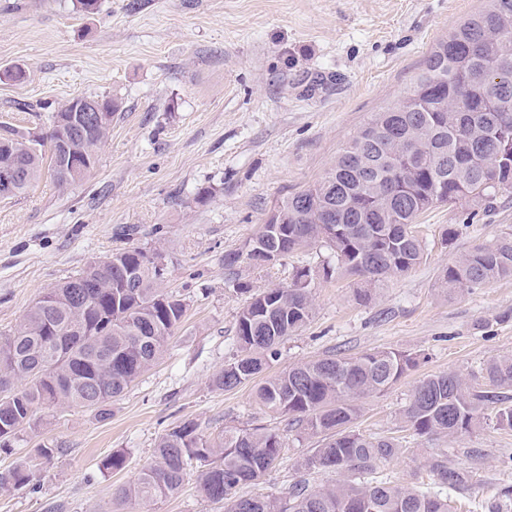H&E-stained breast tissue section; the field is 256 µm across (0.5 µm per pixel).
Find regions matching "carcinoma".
I'll return each instance as SVG.
<instances>
[{"label": "carcinoma", "mask_w": 512, "mask_h": 512, "mask_svg": "<svg viewBox=\"0 0 512 512\" xmlns=\"http://www.w3.org/2000/svg\"><path fill=\"white\" fill-rule=\"evenodd\" d=\"M490 73L512 83V0H488L483 12L440 41L403 98L376 113L322 179L271 210L280 235L272 241L259 233L249 247L285 257L321 244L331 255L324 277L347 274L369 286L420 265L424 250L412 225L421 213L462 199L488 206L499 191L512 189V163L500 158L512 152V96H500ZM72 110L63 104L46 132L9 130L0 162L22 163L13 196L40 179L46 142L58 185L85 176L64 164L61 141L68 129L61 120ZM111 126L109 120L71 142L73 154L87 160L84 167L96 165ZM314 277L311 268L299 267L291 284L248 298L237 315L236 352L213 386L233 390L277 357L279 344L313 316ZM163 278L144 251H116L45 290L21 324L0 336V451L20 441L43 406L84 408L100 421L111 417L112 401L161 358L184 315L185 303L161 288ZM503 279H512V233L462 255L439 273L438 287L452 296ZM418 364L417 355L397 349L332 354L258 386L264 409L322 436L308 468L342 473V480L316 487L295 482L282 497L244 495L240 489L279 459L280 434L234 428L215 440L186 420L159 438L154 463L118 487L115 498L146 503L172 496L193 467L201 494L229 502L228 512H454L450 493L464 494L469 475L448 465V454L428 462L437 490L404 486L376 473L408 448L355 427L359 401L387 391ZM482 378L425 377L403 410L406 427L418 437L469 433L488 422L512 431V353L487 361ZM367 475L371 479L363 480ZM31 477L30 466L20 464L0 474V485L26 486Z\"/></svg>", "instance_id": "cac0c4a2"}]
</instances>
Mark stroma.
<instances>
[{
    "mask_svg": "<svg viewBox=\"0 0 512 512\" xmlns=\"http://www.w3.org/2000/svg\"><path fill=\"white\" fill-rule=\"evenodd\" d=\"M487 0H0V130L44 129L77 96L115 99L98 161L61 187L50 170L24 195L0 199V334L12 332L42 291L87 263L137 247L161 251L165 290L185 314L163 357L112 404L101 422L83 409L41 408L36 424L0 473L33 467L29 485L0 487V512H225L203 498L196 472L179 493L149 504L122 503L115 488L154 459L157 440L185 420L216 437L227 428L279 431L284 448L249 495H283L289 484L321 485L337 473L308 468L320 438L289 428L254 399L211 379L235 350L236 318L247 294L227 281L224 256L239 249L291 193L326 175L374 114L394 106L426 58ZM24 70L23 80L9 70ZM457 234L445 239L447 227ZM414 229L424 260L379 282L359 300L357 277L316 278L312 319L279 347L265 376L329 354L395 348L420 365L386 392L361 400L357 428L406 438L410 451L387 467L415 486L431 456L472 477L465 512L499 506L512 485V432L486 425L465 435L409 434L401 412L430 374L479 375L512 352V279L448 296L439 272L474 246L512 232V191L492 207L442 204ZM326 248H306L272 264L240 263L241 281L259 291L291 283L295 268L321 267ZM55 449L41 462L38 451ZM122 451L127 464L99 465Z\"/></svg>",
    "mask_w": 512,
    "mask_h": 512,
    "instance_id": "35a3bbf8",
    "label": "stroma"
}]
</instances>
